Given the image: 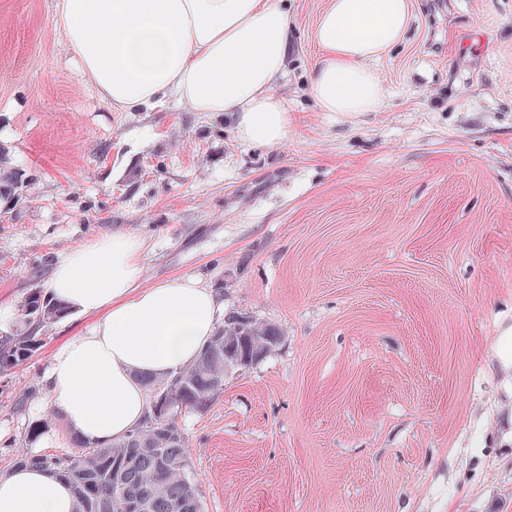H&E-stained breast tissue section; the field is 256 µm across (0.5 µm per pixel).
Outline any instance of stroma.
<instances>
[{"label": "stroma", "instance_id": "stroma-1", "mask_svg": "<svg viewBox=\"0 0 512 512\" xmlns=\"http://www.w3.org/2000/svg\"><path fill=\"white\" fill-rule=\"evenodd\" d=\"M295 46L275 86L300 122L244 143L176 101L116 112L53 25L55 0H0V332L70 249L144 242L145 284L183 275L225 312L277 325L258 363L181 416L202 512H512V0H416L375 61L376 112H322L307 87L327 0H285ZM76 313L0 375V469L68 454L37 405ZM39 437H31L34 426ZM494 356L501 370L505 373L511 371L512 375V327L504 329L501 335L497 337Z\"/></svg>", "mask_w": 512, "mask_h": 512}]
</instances>
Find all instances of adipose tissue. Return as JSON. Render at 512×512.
<instances>
[{
	"label": "adipose tissue",
	"mask_w": 512,
	"mask_h": 512,
	"mask_svg": "<svg viewBox=\"0 0 512 512\" xmlns=\"http://www.w3.org/2000/svg\"><path fill=\"white\" fill-rule=\"evenodd\" d=\"M413 0H329L313 29L319 53L309 90L323 112L377 111L383 81L372 63L405 40ZM54 26L113 111L175 98L191 111L230 115L238 138L277 145L295 118L275 92L292 49L280 0H57ZM142 242L129 232L74 248L46 288L93 316L53 353L46 408L83 440L107 444L146 417L144 378L194 363L214 334L222 301L198 278L143 282ZM68 484L14 465L0 472V512H73Z\"/></svg>",
	"instance_id": "adipose-tissue-1"
}]
</instances>
